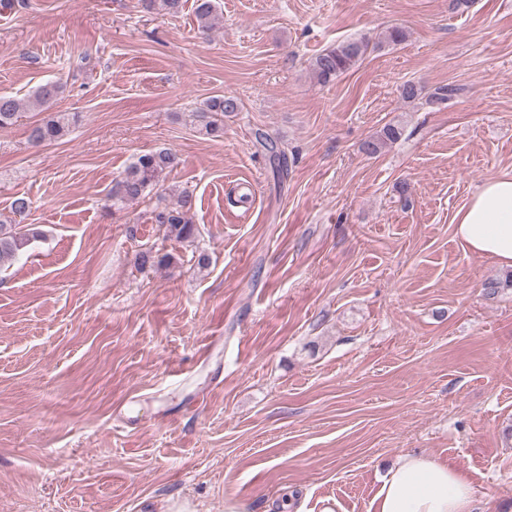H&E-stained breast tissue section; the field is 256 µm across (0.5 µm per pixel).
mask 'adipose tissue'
Masks as SVG:
<instances>
[{
    "mask_svg": "<svg viewBox=\"0 0 512 512\" xmlns=\"http://www.w3.org/2000/svg\"><path fill=\"white\" fill-rule=\"evenodd\" d=\"M470 251L512 269V172L486 180L453 217ZM475 488L465 471L426 453L406 452L391 465L372 512H472Z\"/></svg>",
    "mask_w": 512,
    "mask_h": 512,
    "instance_id": "ef3b65f1",
    "label": "adipose tissue"
}]
</instances>
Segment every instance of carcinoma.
<instances>
[{"label":"carcinoma","mask_w":512,"mask_h":512,"mask_svg":"<svg viewBox=\"0 0 512 512\" xmlns=\"http://www.w3.org/2000/svg\"><path fill=\"white\" fill-rule=\"evenodd\" d=\"M147 8L170 15L180 13L183 0H146ZM218 0H195L194 12L198 28L207 32L214 26ZM366 40H347L323 50L311 63L312 71L322 84L335 81L352 68L368 51ZM65 92V84L60 81L47 82L37 87L32 98L44 115L30 129L29 141L34 145L55 142L70 133L74 119L50 111V107ZM237 98L233 95H218L209 98L199 109L204 118V130L214 135L224 130V115L238 111ZM21 102L10 95H0V130L9 129L21 118ZM402 128L388 124L377 136L364 142L362 150L369 155H377L388 145L397 142ZM179 155L169 149L155 150L141 154L127 166L122 175L112 184L109 200L112 206L120 209L130 202L151 195L159 184L160 177L178 167ZM193 199L187 193L177 196L176 202L155 211L154 221L165 230V235L184 241L194 234L190 211ZM39 236L22 228L0 224V270L8 268L29 245L31 239Z\"/></svg>","instance_id":"carcinoma-1"}]
</instances>
